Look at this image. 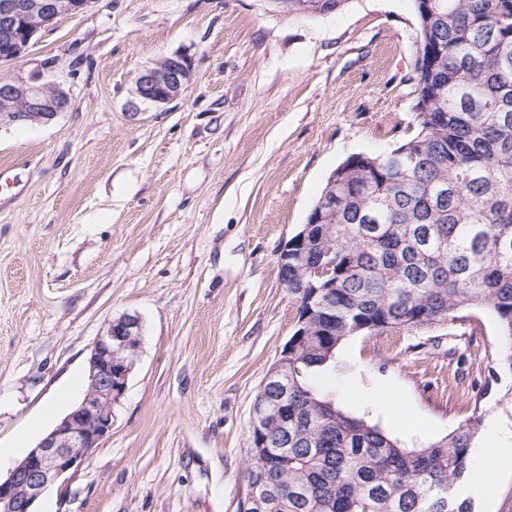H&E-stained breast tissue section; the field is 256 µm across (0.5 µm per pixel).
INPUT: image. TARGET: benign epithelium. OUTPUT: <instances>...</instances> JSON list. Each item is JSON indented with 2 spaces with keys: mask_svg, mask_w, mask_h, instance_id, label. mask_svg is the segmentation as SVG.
<instances>
[{
  "mask_svg": "<svg viewBox=\"0 0 512 512\" xmlns=\"http://www.w3.org/2000/svg\"><path fill=\"white\" fill-rule=\"evenodd\" d=\"M91 0H7L0 6V63L26 56L54 19L83 12ZM194 74L193 57L177 52L139 72L128 110L160 108L178 99ZM71 107V97L53 83L11 81L0 85V130L29 121L49 122ZM329 259L309 269L311 287L327 288ZM141 321L123 314L109 321L87 357L89 384L83 398L5 476H0V512H36L49 487L66 482L112 431V405L124 393L141 348ZM291 340L269 376H288Z\"/></svg>",
  "mask_w": 512,
  "mask_h": 512,
  "instance_id": "7a95c632",
  "label": "benign epithelium"
}]
</instances>
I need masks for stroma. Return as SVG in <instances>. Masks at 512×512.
I'll return each instance as SVG.
<instances>
[{
  "mask_svg": "<svg viewBox=\"0 0 512 512\" xmlns=\"http://www.w3.org/2000/svg\"><path fill=\"white\" fill-rule=\"evenodd\" d=\"M413 0L288 14L270 0H92L2 81L72 106L0 131V472L86 389L105 324L138 315L141 351L112 432L38 512H239L254 397L293 333L277 275L329 174L414 131ZM186 52L181 97L131 114L146 66ZM492 314L337 348L325 395L418 448L481 405L512 432V371ZM396 399L397 418L358 407Z\"/></svg>",
  "mask_w": 512,
  "mask_h": 512,
  "instance_id": "stroma-1",
  "label": "stroma"
}]
</instances>
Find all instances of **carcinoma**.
Wrapping results in <instances>:
<instances>
[{
  "label": "carcinoma",
  "mask_w": 512,
  "mask_h": 512,
  "mask_svg": "<svg viewBox=\"0 0 512 512\" xmlns=\"http://www.w3.org/2000/svg\"><path fill=\"white\" fill-rule=\"evenodd\" d=\"M288 0V13L322 15ZM415 133L382 155L356 153L320 197L336 208L312 225L303 259L277 269L304 321L289 357L288 403L265 430L259 471L265 512H473L452 493L471 461L483 413L446 436L406 448L344 413L312 377L337 346L381 334L494 314L512 371V0H414ZM331 254L332 287L310 299V267Z\"/></svg>",
  "instance_id": "cac0c4a2"
}]
</instances>
